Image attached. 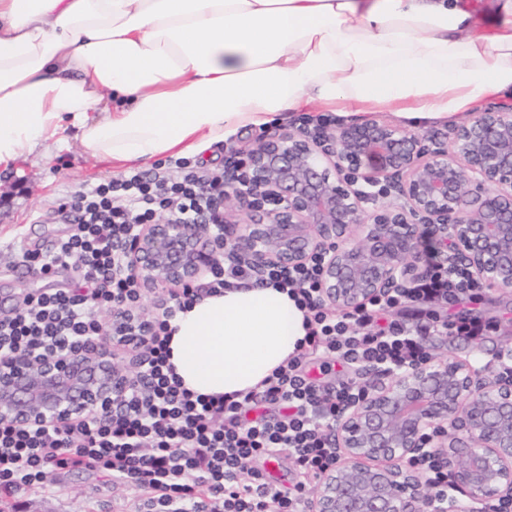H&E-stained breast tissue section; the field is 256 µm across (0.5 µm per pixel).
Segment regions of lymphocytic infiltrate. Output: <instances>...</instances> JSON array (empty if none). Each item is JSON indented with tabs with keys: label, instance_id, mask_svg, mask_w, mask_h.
Returning a JSON list of instances; mask_svg holds the SVG:
<instances>
[{
	"label": "lymphocytic infiltrate",
	"instance_id": "lymphocytic-infiltrate-1",
	"mask_svg": "<svg viewBox=\"0 0 512 512\" xmlns=\"http://www.w3.org/2000/svg\"><path fill=\"white\" fill-rule=\"evenodd\" d=\"M179 179L155 169L131 171L62 199L58 210L76 226L49 249H24L19 262L48 276L61 268L78 274L75 288L31 296L24 309L0 319V357L16 351H81L107 337L101 309L129 324L142 293L132 276L118 273L120 248L158 216L194 224L223 198L224 176L175 160ZM249 268L217 266L205 283L180 289L156 318L149 354L136 381L104 410L51 426L16 427L0 422V495L38 487L47 467L104 471L113 482L148 491L145 512H307L309 492L336 463L333 441L345 409L365 398L366 387L346 382L327 389L306 374L300 359L279 367L260 390L230 398H203L181 390L166 374L167 327L176 311L204 294L251 279ZM264 279L288 287L310 314L305 353H323L369 370L410 369L429 359L424 339L452 333L482 339L494 323L465 316L421 322V307L478 303L480 282L463 268L431 263L426 275L369 301L335 311L322 301L318 261L292 270L268 268ZM282 406V417L260 414ZM287 453L299 481L281 490L251 464Z\"/></svg>",
	"mask_w": 512,
	"mask_h": 512
}]
</instances>
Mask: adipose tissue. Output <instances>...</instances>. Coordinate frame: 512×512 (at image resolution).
Listing matches in <instances>:
<instances>
[{
  "instance_id": "ef3b65f1",
  "label": "adipose tissue",
  "mask_w": 512,
  "mask_h": 512,
  "mask_svg": "<svg viewBox=\"0 0 512 512\" xmlns=\"http://www.w3.org/2000/svg\"><path fill=\"white\" fill-rule=\"evenodd\" d=\"M512 100V0H0V169L74 126L124 168L309 108L411 130ZM289 289L251 281L168 321V364L205 397L261 386L304 346Z\"/></svg>"
}]
</instances>
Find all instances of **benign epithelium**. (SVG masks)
<instances>
[{"instance_id": "obj_1", "label": "benign epithelium", "mask_w": 512, "mask_h": 512, "mask_svg": "<svg viewBox=\"0 0 512 512\" xmlns=\"http://www.w3.org/2000/svg\"><path fill=\"white\" fill-rule=\"evenodd\" d=\"M224 171L237 205L224 237L206 224H145L121 270L158 298L206 279L227 260L261 274L320 261L323 301L354 308L425 272L420 230L435 258L512 288V109L487 106L450 143L367 118L338 128L284 127L234 147ZM123 342L144 350L152 333ZM116 350L15 353L0 360V421L27 427L98 412L129 385ZM338 461L311 512H479L512 503V379L468 360L382 373L336 424ZM438 455L448 494L429 491L415 463Z\"/></svg>"}]
</instances>
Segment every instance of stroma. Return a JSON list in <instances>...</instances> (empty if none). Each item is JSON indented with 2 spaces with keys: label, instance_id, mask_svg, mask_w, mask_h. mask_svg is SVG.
<instances>
[{
  "label": "stroma",
  "instance_id": "1",
  "mask_svg": "<svg viewBox=\"0 0 512 512\" xmlns=\"http://www.w3.org/2000/svg\"><path fill=\"white\" fill-rule=\"evenodd\" d=\"M69 128L66 146L50 145L46 155L20 160L9 174H0V309L9 310L27 297L69 287L71 275L41 277L17 262L19 247L44 248L72 232L56 212L60 199L101 181L120 177L109 163L81 153ZM476 312L499 322L496 333L480 341L454 336L426 342L432 359L480 357L495 360L512 350V293L485 288ZM143 492L113 483L111 476L85 469H48L41 487L13 497H0V512H138Z\"/></svg>",
  "mask_w": 512,
  "mask_h": 512
}]
</instances>
